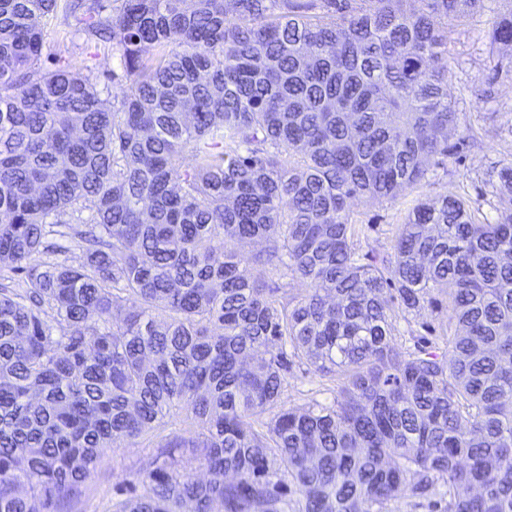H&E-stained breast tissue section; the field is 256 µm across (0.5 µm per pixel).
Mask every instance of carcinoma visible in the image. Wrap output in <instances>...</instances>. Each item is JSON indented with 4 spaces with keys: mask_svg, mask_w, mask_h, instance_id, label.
Masks as SVG:
<instances>
[{
    "mask_svg": "<svg viewBox=\"0 0 512 512\" xmlns=\"http://www.w3.org/2000/svg\"><path fill=\"white\" fill-rule=\"evenodd\" d=\"M61 6L0 0V512H72L148 438L109 512H512V164L494 222L421 199L382 258L352 211L451 155L448 25L485 0L92 7L116 102L41 63ZM442 308L448 349L394 346ZM296 362L339 394L286 407ZM153 451L154 448L145 444L128 447L123 443L112 448V451H108L101 459L92 480L88 482L74 512L107 511L113 487L132 479L142 462Z\"/></svg>",
    "mask_w": 512,
    "mask_h": 512,
    "instance_id": "obj_1",
    "label": "carcinoma"
}]
</instances>
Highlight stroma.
<instances>
[{"label": "stroma", "instance_id": "stroma-1", "mask_svg": "<svg viewBox=\"0 0 512 512\" xmlns=\"http://www.w3.org/2000/svg\"><path fill=\"white\" fill-rule=\"evenodd\" d=\"M499 5L500 0H486L483 12L449 34L448 96L456 103L461 123L480 130L478 147L462 146L460 131H449L448 143L454 152L427 183L392 204L357 205L355 211L365 226L362 251L380 256L388 254L397 224L418 199L427 196L457 194L481 209L484 215H492L484 195V173L490 167L512 163V75L501 74L494 86L486 84L494 66L488 31ZM43 32L44 55L60 59L71 70L108 88L113 97H120L125 80L118 59L110 50L87 41L73 17L54 14L45 23ZM333 397L327 382L312 369L292 365L283 392L286 406L303 407L314 400L329 402ZM152 452V447L144 444L136 447L121 444L107 452L75 512H107L113 487L132 479Z\"/></svg>", "mask_w": 512, "mask_h": 512}]
</instances>
